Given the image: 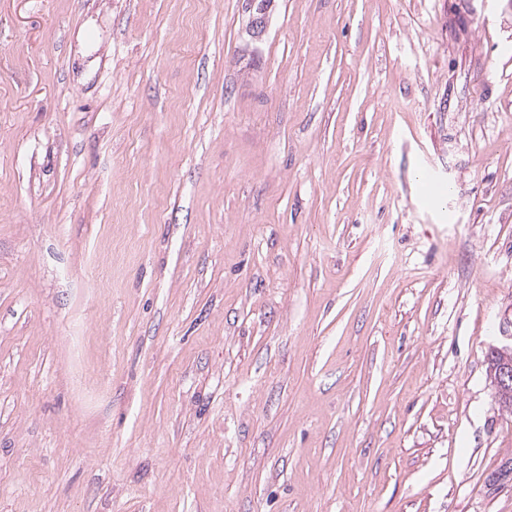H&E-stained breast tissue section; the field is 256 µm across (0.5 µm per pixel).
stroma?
Wrapping results in <instances>:
<instances>
[{"label":"stroma","instance_id":"1","mask_svg":"<svg viewBox=\"0 0 512 512\" xmlns=\"http://www.w3.org/2000/svg\"><path fill=\"white\" fill-rule=\"evenodd\" d=\"M0 0V512H512V0ZM271 3L268 4L267 0L246 1L245 9L249 13V21L246 26V32L252 40H259L263 32L265 31L267 25L268 12L271 8ZM489 378L496 401L512 406V347L492 348L488 354Z\"/></svg>","mask_w":512,"mask_h":512}]
</instances>
